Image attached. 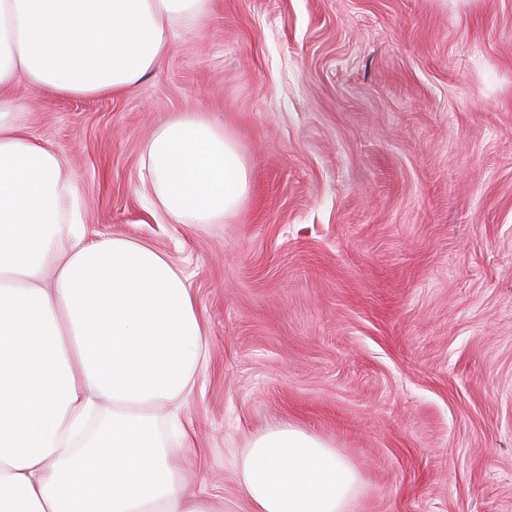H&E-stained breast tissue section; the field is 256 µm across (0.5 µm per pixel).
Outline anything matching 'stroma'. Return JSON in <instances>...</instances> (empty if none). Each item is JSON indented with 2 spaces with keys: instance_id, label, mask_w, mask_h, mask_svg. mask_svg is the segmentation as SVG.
I'll return each mask as SVG.
<instances>
[{
  "instance_id": "stroma-1",
  "label": "stroma",
  "mask_w": 512,
  "mask_h": 512,
  "mask_svg": "<svg viewBox=\"0 0 512 512\" xmlns=\"http://www.w3.org/2000/svg\"><path fill=\"white\" fill-rule=\"evenodd\" d=\"M16 98L89 233L189 277L187 498L248 512V444L289 425L357 470L355 512H512V0H212L137 88ZM182 112L248 165L224 223H169L140 191Z\"/></svg>"
}]
</instances>
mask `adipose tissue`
I'll return each mask as SVG.
<instances>
[{
    "instance_id": "ef3b65f1",
    "label": "adipose tissue",
    "mask_w": 512,
    "mask_h": 512,
    "mask_svg": "<svg viewBox=\"0 0 512 512\" xmlns=\"http://www.w3.org/2000/svg\"><path fill=\"white\" fill-rule=\"evenodd\" d=\"M210 8L0 0V512H210L150 432L192 391L204 333L190 284L146 244L91 237L66 156L12 109L22 79L57 97L135 89ZM142 166L173 224L223 223L248 192L244 158L201 112L160 126ZM242 484L250 512H350L358 475L288 426L253 440Z\"/></svg>"
}]
</instances>
